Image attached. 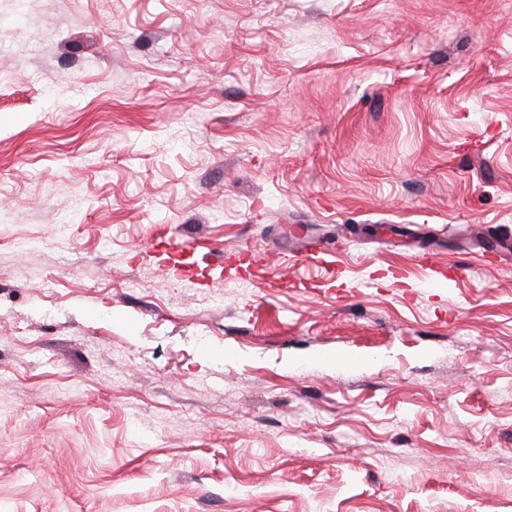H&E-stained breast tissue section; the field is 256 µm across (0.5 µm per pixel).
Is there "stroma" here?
I'll return each instance as SVG.
<instances>
[{
    "label": "stroma",
    "instance_id": "obj_1",
    "mask_svg": "<svg viewBox=\"0 0 512 512\" xmlns=\"http://www.w3.org/2000/svg\"><path fill=\"white\" fill-rule=\"evenodd\" d=\"M0 512H512V0H0Z\"/></svg>",
    "mask_w": 512,
    "mask_h": 512
}]
</instances>
